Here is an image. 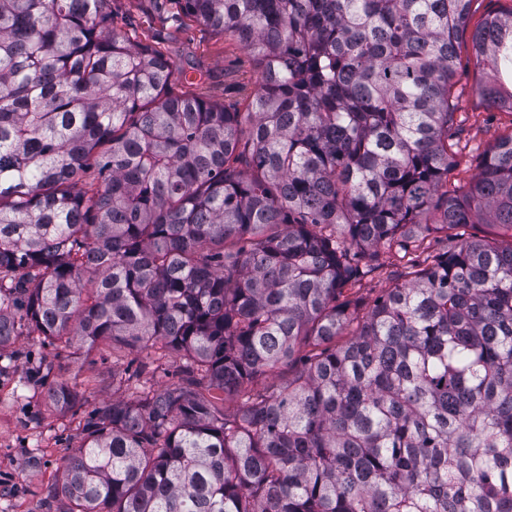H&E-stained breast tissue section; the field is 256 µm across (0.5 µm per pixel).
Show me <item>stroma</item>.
I'll use <instances>...</instances> for the list:
<instances>
[{
  "label": "stroma",
  "instance_id": "1",
  "mask_svg": "<svg viewBox=\"0 0 512 512\" xmlns=\"http://www.w3.org/2000/svg\"><path fill=\"white\" fill-rule=\"evenodd\" d=\"M114 28L137 32L160 48L177 70L204 73L203 94L219 104L241 101L253 89L256 72L233 40L194 21L175 25L150 0H114ZM461 65L455 78L460 94L457 123L461 151L449 186L468 184L479 173L485 149L512 132V112L485 108L476 94L483 77L471 36L459 39ZM180 355L158 349L133 350L102 341L66 347L38 333H22L0 348V512H64L66 503L48 496L61 482V465L84 441L85 417L122 399L112 379L138 371L141 385L160 389L176 383ZM62 384L78 392L80 406L55 405L48 388Z\"/></svg>",
  "mask_w": 512,
  "mask_h": 512
}]
</instances>
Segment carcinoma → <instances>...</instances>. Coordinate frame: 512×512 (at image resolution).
I'll list each match as a JSON object with an SVG mask.
<instances>
[{"mask_svg": "<svg viewBox=\"0 0 512 512\" xmlns=\"http://www.w3.org/2000/svg\"><path fill=\"white\" fill-rule=\"evenodd\" d=\"M111 2L0 0V347L25 327L185 363L160 391L118 380L49 496L512 512V133L448 189L471 0H155L251 55L242 109L172 93ZM472 42L479 100L512 112V8ZM384 254L404 282L350 298ZM286 361L287 384L218 410Z\"/></svg>", "mask_w": 512, "mask_h": 512, "instance_id": "1", "label": "carcinoma"}]
</instances>
